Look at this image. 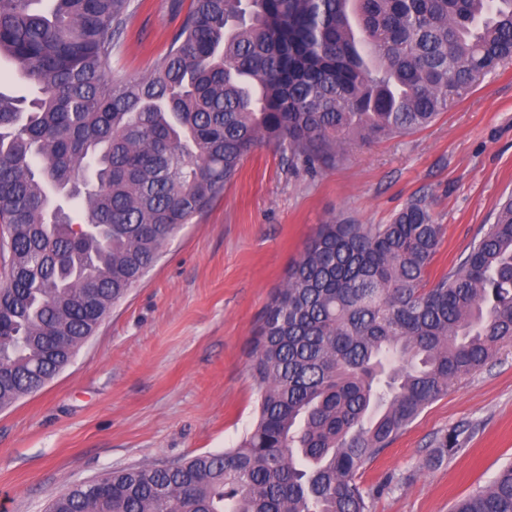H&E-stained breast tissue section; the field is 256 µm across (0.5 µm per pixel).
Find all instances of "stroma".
<instances>
[{"label":"stroma","instance_id":"obj_1","mask_svg":"<svg viewBox=\"0 0 512 512\" xmlns=\"http://www.w3.org/2000/svg\"><path fill=\"white\" fill-rule=\"evenodd\" d=\"M112 68L139 78L191 0H133ZM512 195V60L426 128L348 147L336 166L247 157L39 392L0 410V512H46L70 484L235 445L255 418L250 340L319 224H386L421 201L444 228L437 281ZM465 425L464 448L436 461ZM512 461V345L434 402L361 470L371 512H449Z\"/></svg>","mask_w":512,"mask_h":512}]
</instances>
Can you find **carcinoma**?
<instances>
[{
    "instance_id": "carcinoma-1",
    "label": "carcinoma",
    "mask_w": 512,
    "mask_h": 512,
    "mask_svg": "<svg viewBox=\"0 0 512 512\" xmlns=\"http://www.w3.org/2000/svg\"><path fill=\"white\" fill-rule=\"evenodd\" d=\"M132 0H0V408L40 390L224 194L248 155L330 167L425 127L512 59V0H192L140 78L112 74ZM443 226H318L251 341L233 448L114 469L49 512H370L360 470L512 343V197L428 284ZM63 335L66 342L54 343ZM467 439L454 429L450 455ZM451 512H512V462ZM0 91L9 95H28V89L17 74L15 67L8 61L0 62Z\"/></svg>"
}]
</instances>
